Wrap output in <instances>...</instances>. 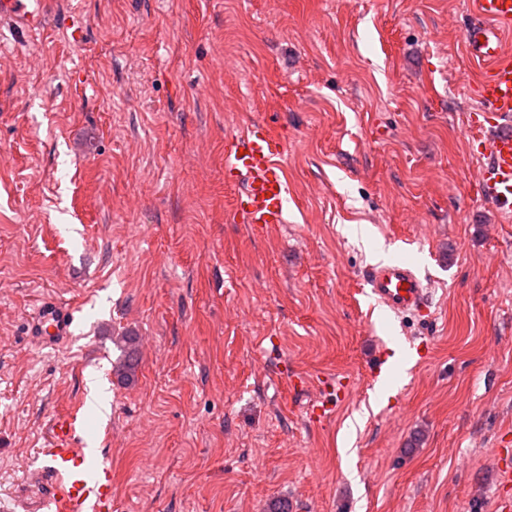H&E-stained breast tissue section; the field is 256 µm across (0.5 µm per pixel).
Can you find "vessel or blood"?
<instances>
[{
  "label": "vessel or blood",
  "instance_id": "obj_1",
  "mask_svg": "<svg viewBox=\"0 0 512 512\" xmlns=\"http://www.w3.org/2000/svg\"><path fill=\"white\" fill-rule=\"evenodd\" d=\"M471 20L464 26L465 49L479 74L473 91L479 103L469 116L487 157L479 174V191L497 211L512 216V52L504 47L512 35V0H471ZM47 17V0H0V28L22 37L39 34ZM283 138L267 124L254 122L226 142L224 179L234 190L235 223L261 229L285 221L290 187L280 163ZM370 296L392 313L419 314L431 304L430 291L414 267L390 260L373 265L365 280ZM74 315L66 304L41 300L28 332L44 346L59 348L72 335ZM47 447L30 460L16 490L22 512H113L112 469L82 448L73 418L52 417Z\"/></svg>",
  "mask_w": 512,
  "mask_h": 512
}]
</instances>
